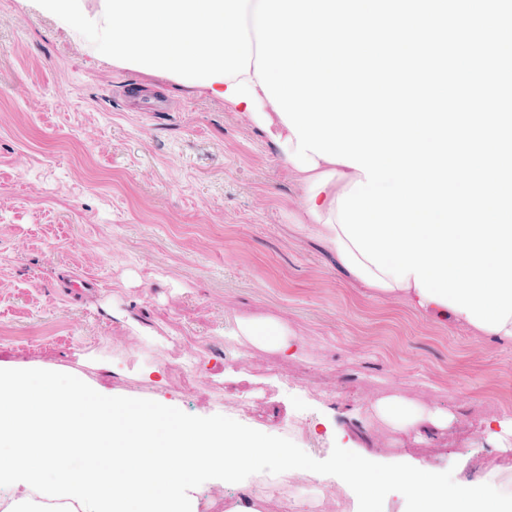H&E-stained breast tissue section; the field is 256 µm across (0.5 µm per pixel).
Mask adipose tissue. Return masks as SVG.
<instances>
[{
	"label": "adipose tissue",
	"mask_w": 512,
	"mask_h": 512,
	"mask_svg": "<svg viewBox=\"0 0 512 512\" xmlns=\"http://www.w3.org/2000/svg\"><path fill=\"white\" fill-rule=\"evenodd\" d=\"M257 0H106L105 22L112 34V59L127 68L167 71L179 81L208 93L226 92L228 85L246 81L257 85L256 40L250 13ZM302 194L299 222L336 257L338 270L350 274L365 293L379 300L400 302L420 315L442 320L493 342H512V318L503 330L492 332L473 325L465 313L429 300L413 277L394 281L379 272L344 236L337 219V199L363 179L360 170L319 160L311 171L293 169ZM242 357L269 352L288 359L307 357L303 336L277 315H238L226 331ZM370 421L422 439L447 429L454 412L425 406L398 395L376 400L366 412ZM454 499L465 512H512V496L499 493L488 477L463 476L453 484Z\"/></svg>",
	"instance_id": "1"
}]
</instances>
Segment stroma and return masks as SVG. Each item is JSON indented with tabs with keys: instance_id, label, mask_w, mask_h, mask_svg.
Segmentation results:
<instances>
[{
	"instance_id": "stroma-1",
	"label": "stroma",
	"mask_w": 512,
	"mask_h": 512,
	"mask_svg": "<svg viewBox=\"0 0 512 512\" xmlns=\"http://www.w3.org/2000/svg\"><path fill=\"white\" fill-rule=\"evenodd\" d=\"M102 3L73 0L75 31L44 0H0V360L235 417L318 460L336 439L309 424L332 408L369 460L512 484L478 437L512 414V343L363 295L295 224L300 190L264 133L113 65ZM236 314L288 320L311 358H236ZM392 393L458 420L429 444L365 428Z\"/></svg>"
}]
</instances>
